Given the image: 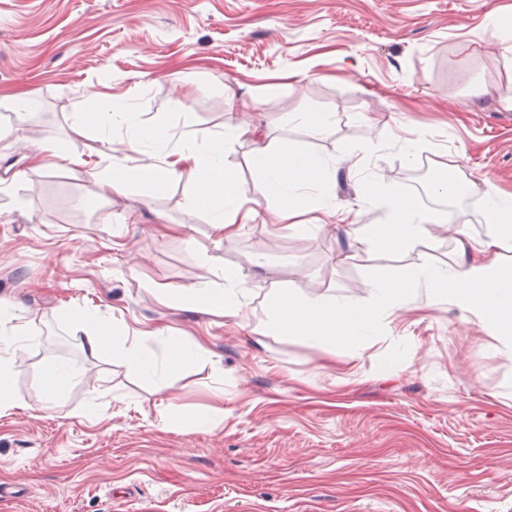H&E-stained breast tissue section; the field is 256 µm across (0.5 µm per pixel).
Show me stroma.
<instances>
[{"label": "stroma", "mask_w": 512, "mask_h": 512, "mask_svg": "<svg viewBox=\"0 0 512 512\" xmlns=\"http://www.w3.org/2000/svg\"><path fill=\"white\" fill-rule=\"evenodd\" d=\"M491 15L501 39L487 36ZM22 95L37 108H2ZM91 99L200 144L250 127L275 153L335 161L325 188L355 224L380 217L354 171L370 148L377 178L425 172L401 195L437 223L401 254L270 224L242 139L225 159L249 217L219 239L185 208L192 162L181 180L105 193L110 157L127 150L107 128L73 131ZM306 112L335 119L317 133L297 121ZM405 130L430 142L411 163L396 147ZM46 141L88 175L30 171ZM452 169L453 194L433 192ZM486 182L512 193V0H0V305L20 302L27 340L12 369L25 407L0 413V485L26 495L0 512H512V347L425 290L376 335L331 346L267 315L280 298L367 303L377 265H447V224L489 231ZM203 252L247 274L239 316L171 308L167 289L214 281ZM74 309L207 356L130 374L83 353ZM50 356L75 377L47 402Z\"/></svg>", "instance_id": "1"}]
</instances>
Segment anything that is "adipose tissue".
<instances>
[{
	"mask_svg": "<svg viewBox=\"0 0 512 512\" xmlns=\"http://www.w3.org/2000/svg\"><path fill=\"white\" fill-rule=\"evenodd\" d=\"M106 126L120 131L129 152L147 156V172L162 173L178 180L182 172L169 164L171 150H179L194 160L199 169L197 191L187 200L189 210H196L204 196L217 201L207 211V218L225 240L241 230L238 220L243 192L235 184L232 171L224 161L223 145H200L186 134L166 126L144 125L138 113L118 107L107 113ZM253 165L262 172L264 195L276 202L269 214L273 224H293L298 202L307 188H317L313 206L319 214L318 228L334 224L338 207L335 199L322 192L321 185L329 172L321 160L301 152L273 155L267 144L256 141L252 150ZM482 199L491 222L489 232L480 239L470 236L467 225L455 229L456 250L452 262L436 266L426 261L397 267L384 266L373 271V294L370 302L357 305L344 300L312 299L300 304L279 305L273 310L276 323L304 330L310 341L335 343L338 331L351 336L372 335L394 311L413 302L418 290L447 294L450 305L473 317L490 329L500 342L512 344V265L503 262L512 250V195L483 190ZM370 203L382 207L384 217L377 224H362L355 231L357 242L378 249L405 253L412 251L422 239L433 219L414 207L405 205L395 189L376 183L371 187ZM220 288L204 283L190 290L169 289L173 305L206 304L218 300L225 316L236 317L246 305L247 276L240 270L218 267ZM68 320L79 331L80 346L91 357L111 351L132 373L153 376L160 370L173 371L203 358L199 346L178 336H163V351L155 353L129 340L127 335H109L100 330L92 317L84 312H69Z\"/></svg>",
	"mask_w": 512,
	"mask_h": 512,
	"instance_id": "ef3b65f1",
	"label": "adipose tissue"
}]
</instances>
